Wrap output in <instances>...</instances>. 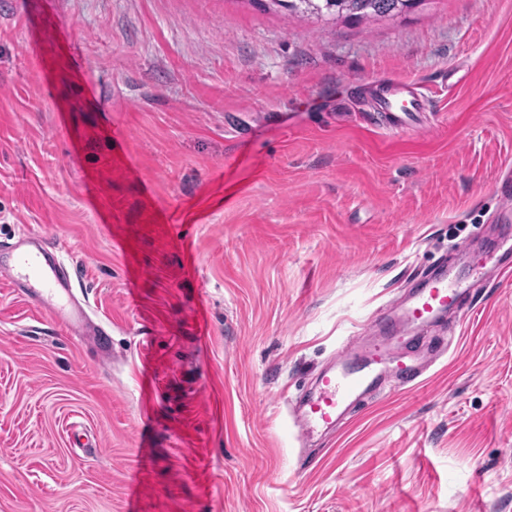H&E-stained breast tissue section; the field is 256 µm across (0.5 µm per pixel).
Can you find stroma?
I'll list each match as a JSON object with an SVG mask.
<instances>
[{"mask_svg":"<svg viewBox=\"0 0 512 512\" xmlns=\"http://www.w3.org/2000/svg\"><path fill=\"white\" fill-rule=\"evenodd\" d=\"M380 76L434 96L415 133ZM510 172L512 0H0V245H63L105 331L0 277V512H512ZM449 260L447 355L301 462L291 397ZM266 9L283 8L291 13L314 17L324 24L340 20L371 23L401 17L424 0H254ZM269 2V3H264ZM368 97L373 112H382V125L393 131L415 132L422 113L434 109L425 88L409 80L376 83L368 88Z\"/></svg>","mask_w":512,"mask_h":512,"instance_id":"1","label":"stroma"}]
</instances>
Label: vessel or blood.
<instances>
[{
  "mask_svg": "<svg viewBox=\"0 0 512 512\" xmlns=\"http://www.w3.org/2000/svg\"><path fill=\"white\" fill-rule=\"evenodd\" d=\"M368 96L374 111L381 113L383 126L393 131H414L422 113L433 109L425 88L408 80L373 85ZM0 275L71 334L92 339L102 335L87 305L73 294L62 246L38 233L21 235L8 246ZM463 293L460 280L446 274L435 277L407 302L401 324H388L390 339L380 338L367 346L347 340L335 367L322 373L316 390L292 412V425L308 434L328 431L341 424L349 409L380 396L384 385L417 384L425 367L408 355L410 338L398 333V326L412 331L428 325L448 308L459 306Z\"/></svg>",
  "mask_w": 512,
  "mask_h": 512,
  "instance_id": "1",
  "label": "vessel or blood"
}]
</instances>
